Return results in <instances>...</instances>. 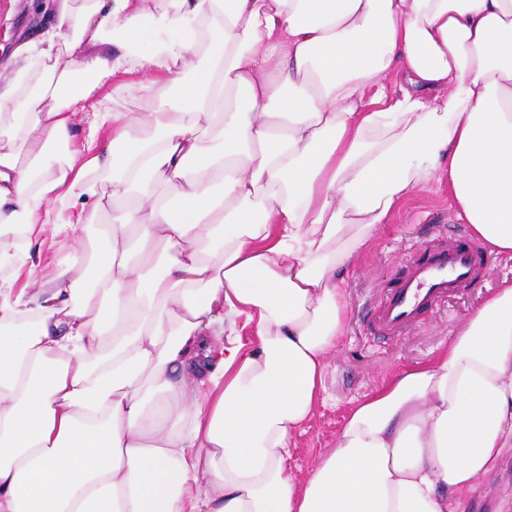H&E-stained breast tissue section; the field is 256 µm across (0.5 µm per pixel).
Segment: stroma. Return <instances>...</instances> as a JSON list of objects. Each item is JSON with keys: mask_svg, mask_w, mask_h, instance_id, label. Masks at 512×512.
I'll list each match as a JSON object with an SVG mask.
<instances>
[{"mask_svg": "<svg viewBox=\"0 0 512 512\" xmlns=\"http://www.w3.org/2000/svg\"><path fill=\"white\" fill-rule=\"evenodd\" d=\"M12 13L10 28L0 30V46L11 48L28 39L42 26L41 13L30 0H0V13ZM153 80L150 93L128 91L134 80ZM178 87L152 72L124 75L109 80L96 91L114 112L140 118L156 111L161 103L174 101ZM469 234L468 225L454 214L447 180L431 179L410 189L388 223L379 225L370 244L359 251L341 287L348 304L345 334L327 361L325 391L311 419L295 439L288 467L299 479H308L320 455L336 446L337 436L351 408L377 390L394 373L434 362L447 347L454 330L505 280L512 281V256L498 255L489 277L449 301L446 310L426 319L418 328L395 343L373 336L367 320L382 289L409 253L437 232ZM512 502V449L497 469L480 481L464 499L459 512H500Z\"/></svg>", "mask_w": 512, "mask_h": 512, "instance_id": "35a3bbf8", "label": "stroma"}]
</instances>
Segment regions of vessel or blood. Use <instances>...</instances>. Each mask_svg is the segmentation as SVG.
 <instances>
[{"instance_id": "b4317fda", "label": "vessel or blood", "mask_w": 512, "mask_h": 512, "mask_svg": "<svg viewBox=\"0 0 512 512\" xmlns=\"http://www.w3.org/2000/svg\"><path fill=\"white\" fill-rule=\"evenodd\" d=\"M489 272L479 241L437 236L410 258L384 293L375 309L376 333L390 340L406 335L425 315L441 311L450 298Z\"/></svg>"}]
</instances>
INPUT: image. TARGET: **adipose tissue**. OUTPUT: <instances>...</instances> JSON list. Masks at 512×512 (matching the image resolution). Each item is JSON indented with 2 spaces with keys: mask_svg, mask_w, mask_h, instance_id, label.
<instances>
[{
  "mask_svg": "<svg viewBox=\"0 0 512 512\" xmlns=\"http://www.w3.org/2000/svg\"><path fill=\"white\" fill-rule=\"evenodd\" d=\"M145 2L55 0L4 61L0 512H457L512 448V281L357 402L306 481L287 461L345 334L340 284L409 189L447 176L457 218L512 253V0ZM146 65L178 101L60 160L125 122L98 84ZM107 202L92 259L14 293L45 235Z\"/></svg>",
  "mask_w": 512,
  "mask_h": 512,
  "instance_id": "obj_1",
  "label": "adipose tissue"
}]
</instances>
